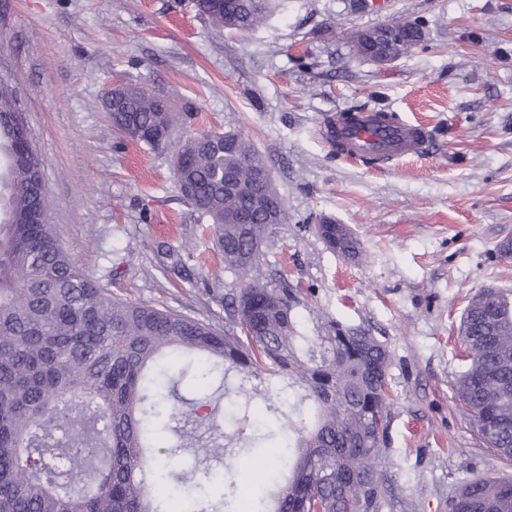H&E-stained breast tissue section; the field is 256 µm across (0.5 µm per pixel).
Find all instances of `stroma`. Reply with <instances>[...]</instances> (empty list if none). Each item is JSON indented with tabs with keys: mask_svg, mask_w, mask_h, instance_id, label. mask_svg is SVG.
Instances as JSON below:
<instances>
[{
	"mask_svg": "<svg viewBox=\"0 0 512 512\" xmlns=\"http://www.w3.org/2000/svg\"><path fill=\"white\" fill-rule=\"evenodd\" d=\"M405 15L424 38L389 64L350 34ZM0 78L43 162L47 218L114 297L223 326L226 270L182 200L170 149L122 142L104 109L116 84L150 85L178 118L172 138L243 133L288 209L256 278L299 288L301 331L324 317L372 328L393 353L382 512H448L463 484L512 475L455 392L462 313L512 289V0H283L249 33L217 32L194 0H0ZM385 109L427 123L426 153L390 165L337 154L330 114ZM358 252L328 249L320 219ZM315 229L329 249L344 255L355 253L356 242L345 224H335L330 219H324L321 224L315 226ZM338 243H340V250L336 249Z\"/></svg>",
	"mask_w": 512,
	"mask_h": 512,
	"instance_id": "obj_1",
	"label": "stroma"
}]
</instances>
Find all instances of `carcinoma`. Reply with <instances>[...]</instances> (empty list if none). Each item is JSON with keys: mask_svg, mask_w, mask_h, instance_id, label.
I'll return each mask as SVG.
<instances>
[{"mask_svg": "<svg viewBox=\"0 0 512 512\" xmlns=\"http://www.w3.org/2000/svg\"><path fill=\"white\" fill-rule=\"evenodd\" d=\"M281 0H195L218 31L247 33L264 24ZM419 18H396L385 28L351 36L356 55L393 62L417 46ZM16 96L0 80V153L16 150ZM113 127L132 143L172 149L174 178L198 221L209 225L224 269L246 267L288 220L274 188L254 189L266 168L249 139L235 132H203L171 139L173 113L150 89L125 84L110 112ZM239 190L224 191V174ZM37 164L21 156L0 168V512H181L170 496L154 502L150 486L176 478L186 451L164 449L159 465L146 454L174 431L194 438L199 410L214 440H233L218 423L231 399V372L257 380L244 403L250 419L260 400L272 418L254 427L268 441L253 476L260 493L248 512H379L390 489L376 475L385 451L390 410L386 341L364 326L327 320L319 334L298 328V288L254 279L229 294L227 322L215 325L175 311L112 296L59 244L54 225L34 215L47 209ZM257 223L236 224L240 212ZM331 250L356 251L350 229L324 219L315 226ZM465 369L456 391L483 442L512 462V293L479 291L463 316ZM198 398L178 392L185 379ZM312 402L308 422L300 405ZM194 512H223L194 485ZM450 512H512V477L479 479L453 496Z\"/></svg>", "mask_w": 512, "mask_h": 512, "instance_id": "carcinoma-1", "label": "carcinoma"}]
</instances>
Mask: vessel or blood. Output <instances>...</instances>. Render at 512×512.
Listing matches in <instances>:
<instances>
[{
    "label": "vessel or blood",
    "instance_id": "vessel-or-blood-1",
    "mask_svg": "<svg viewBox=\"0 0 512 512\" xmlns=\"http://www.w3.org/2000/svg\"><path fill=\"white\" fill-rule=\"evenodd\" d=\"M325 133L348 158L376 156L389 161L421 155L431 136L424 124L392 122L374 109L334 113L325 123Z\"/></svg>",
    "mask_w": 512,
    "mask_h": 512
}]
</instances>
